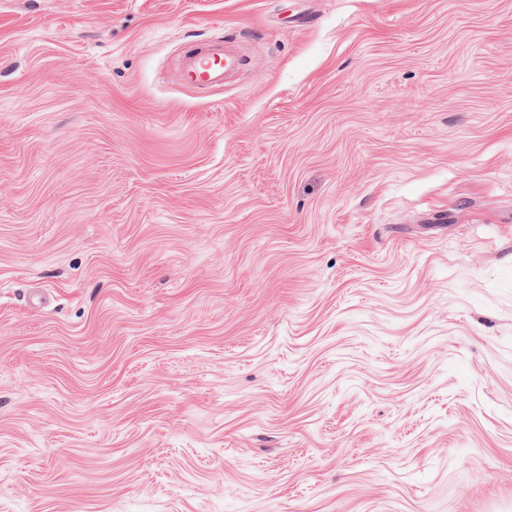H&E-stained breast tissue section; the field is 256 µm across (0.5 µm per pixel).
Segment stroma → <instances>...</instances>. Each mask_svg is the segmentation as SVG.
Segmentation results:
<instances>
[{"label": "stroma", "mask_w": 512, "mask_h": 512, "mask_svg": "<svg viewBox=\"0 0 512 512\" xmlns=\"http://www.w3.org/2000/svg\"><path fill=\"white\" fill-rule=\"evenodd\" d=\"M0 512H512V0H0ZM240 66L238 54L223 41L209 43L199 51L185 55L180 70L185 85L215 88L224 85V77L234 74Z\"/></svg>", "instance_id": "stroma-1"}]
</instances>
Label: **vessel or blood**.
Listing matches in <instances>:
<instances>
[{"label":"vessel or blood","mask_w":512,"mask_h":512,"mask_svg":"<svg viewBox=\"0 0 512 512\" xmlns=\"http://www.w3.org/2000/svg\"><path fill=\"white\" fill-rule=\"evenodd\" d=\"M239 66L238 54L230 46L219 41L184 56L180 70L185 84L199 88H215L223 86L225 77L236 73Z\"/></svg>","instance_id":"b4317fda"}]
</instances>
